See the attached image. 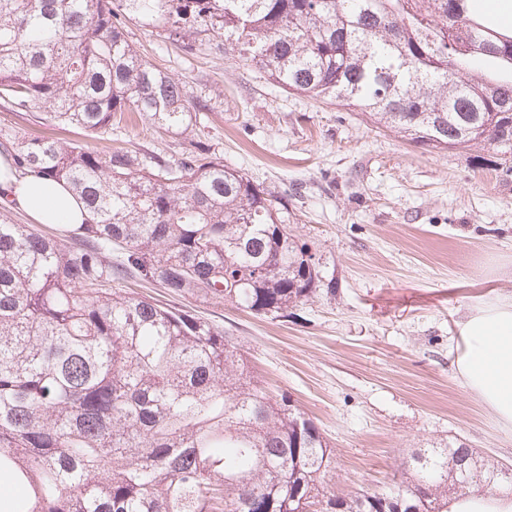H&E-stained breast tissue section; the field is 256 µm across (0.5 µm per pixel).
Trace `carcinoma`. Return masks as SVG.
<instances>
[{"instance_id": "cac0c4a2", "label": "carcinoma", "mask_w": 512, "mask_h": 512, "mask_svg": "<svg viewBox=\"0 0 512 512\" xmlns=\"http://www.w3.org/2000/svg\"><path fill=\"white\" fill-rule=\"evenodd\" d=\"M131 17L187 51L222 38L279 88L413 144L512 161V33L470 0H0L1 101L96 135L135 112L185 140L171 156L12 143L90 219L46 233L0 214V477L24 491L4 512H448L468 502L456 482L512 491L502 463L447 442L412 450L393 488L337 499L334 450L224 330L112 287L276 316L317 291L288 208L192 138L201 105L128 42Z\"/></svg>"}]
</instances>
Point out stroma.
Instances as JSON below:
<instances>
[{
	"label": "stroma",
	"instance_id": "stroma-1",
	"mask_svg": "<svg viewBox=\"0 0 512 512\" xmlns=\"http://www.w3.org/2000/svg\"><path fill=\"white\" fill-rule=\"evenodd\" d=\"M128 40L207 111L194 136L267 194L318 260V294L287 316L180 299L231 336L251 372L287 394L336 453L327 492L392 487L415 448L458 440L512 464L502 427L456 371L459 321L512 296V171L488 148L430 151L360 110L288 94L215 41L193 52L130 20ZM51 136L99 151L172 155L139 121L92 136L0 105V144Z\"/></svg>",
	"mask_w": 512,
	"mask_h": 512
}]
</instances>
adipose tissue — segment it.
Returning a JSON list of instances; mask_svg holds the SVG:
<instances>
[{
  "mask_svg": "<svg viewBox=\"0 0 512 512\" xmlns=\"http://www.w3.org/2000/svg\"><path fill=\"white\" fill-rule=\"evenodd\" d=\"M23 211L39 224L72 227L89 213L66 185L22 176L0 156V202ZM456 367L461 382L512 429V299L469 314L460 325Z\"/></svg>",
  "mask_w": 512,
  "mask_h": 512,
  "instance_id": "obj_1",
  "label": "adipose tissue"
}]
</instances>
